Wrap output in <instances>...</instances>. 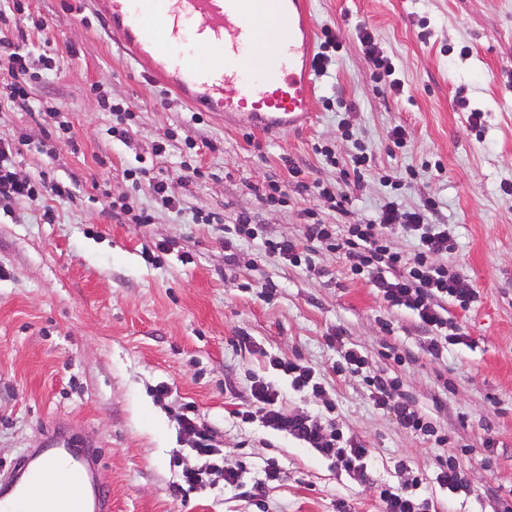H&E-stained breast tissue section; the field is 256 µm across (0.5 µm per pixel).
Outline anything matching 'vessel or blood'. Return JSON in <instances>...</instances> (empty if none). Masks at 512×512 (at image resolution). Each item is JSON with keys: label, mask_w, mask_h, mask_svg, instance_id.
Wrapping results in <instances>:
<instances>
[{"label": "vessel or blood", "mask_w": 512, "mask_h": 512, "mask_svg": "<svg viewBox=\"0 0 512 512\" xmlns=\"http://www.w3.org/2000/svg\"><path fill=\"white\" fill-rule=\"evenodd\" d=\"M114 43L190 106L272 132L307 126L315 21L307 0H92ZM264 65H250L254 56ZM25 452L0 481V512H46L41 474ZM80 464L58 477L61 512H106L88 501Z\"/></svg>", "instance_id": "vessel-or-blood-1"}]
</instances>
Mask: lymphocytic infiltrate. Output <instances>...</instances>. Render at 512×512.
<instances>
[{
  "label": "lymphocytic infiltrate",
  "mask_w": 512,
  "mask_h": 512,
  "mask_svg": "<svg viewBox=\"0 0 512 512\" xmlns=\"http://www.w3.org/2000/svg\"><path fill=\"white\" fill-rule=\"evenodd\" d=\"M0 71L5 80L4 97L8 103L21 109H32L33 102L27 90L29 54L18 45L0 42ZM17 152L14 144L0 141V199H38L42 192L54 196H67L66 187L46 184L18 177L13 158ZM436 209L434 199L428 198L416 209H402L396 201L386 202L376 218L360 224L339 227L335 224L312 223L306 225L303 242L288 239H268L264 242L266 253L293 264L307 263L317 245H328L344 259L350 273L369 279L383 294L390 306L414 312L428 329L430 336L424 347L426 353L437 357L445 345L459 342V334L451 330L452 323L445 314V301L468 306L477 297L475 288L467 279L448 273L443 266L434 265L433 255L447 253L450 237L448 227L434 224L430 216ZM401 228L413 237L417 247L413 258H405L393 251L387 241L394 228ZM375 391L376 406L392 412L399 424L407 429L430 436L434 427L423 415L415 411L399 386L382 377L368 380ZM239 416L242 421L261 418L264 425L291 437L306 447L354 475L364 474L368 448L344 437L335 420H321L304 412L283 408L279 391L270 383L253 382L250 399ZM180 426L194 441L197 456L206 458V465L182 467L174 483L175 491L210 483L212 478H223L226 485L242 486L244 467L240 462L225 459L214 438L189 414H181Z\"/></svg>",
  "instance_id": "1"
}]
</instances>
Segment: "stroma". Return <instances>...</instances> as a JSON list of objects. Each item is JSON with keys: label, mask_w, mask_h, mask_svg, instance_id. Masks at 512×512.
I'll use <instances>...</instances> for the list:
<instances>
[{"label": "stroma", "mask_w": 512, "mask_h": 512, "mask_svg": "<svg viewBox=\"0 0 512 512\" xmlns=\"http://www.w3.org/2000/svg\"><path fill=\"white\" fill-rule=\"evenodd\" d=\"M308 3L317 28L335 30L342 47L330 76L314 81L312 124L268 135L210 112L194 121L176 94L113 47L85 0H0L11 18L0 38L54 57L56 74L32 81L30 95L66 123L49 126L5 102L0 139L23 144L18 176L72 192L65 201L0 202V471L29 449L94 448L111 512H381L378 485L413 470L424 476L417 493L431 512H500L494 491L512 486V195L502 190L512 184V0ZM362 27L393 63L400 90L376 79ZM103 96L119 113L103 110ZM119 123L129 138L112 135ZM397 126L399 147L388 140ZM358 142L371 159L342 216L316 187L347 189ZM142 161L181 212L133 189L125 172ZM300 180L310 191L297 190ZM274 182L287 196L262 200ZM430 197L435 223L452 232L451 250L434 263L478 292L468 308L448 304L465 341L436 358L423 351L417 316L389 308L335 251L318 247L311 265L296 266L263 247L268 238L302 240L308 212L324 224H359L387 201L411 210ZM123 204L152 208V222L118 217ZM242 213L254 216L257 235L225 247L224 228ZM351 347L366 353L365 370L337 371ZM274 358L313 368L325 400L289 387ZM375 375L398 379L447 434L441 450L462 464L459 492L435 480L441 450L375 406L365 382ZM257 379L278 388L286 409L336 416L371 450L367 479L237 418ZM188 404L225 457L243 462L245 486L277 464L262 501L220 481L174 492L180 464L203 463L187 453L177 423ZM489 432L492 448L483 445Z\"/></svg>", "instance_id": "35a3bbf8"}]
</instances>
